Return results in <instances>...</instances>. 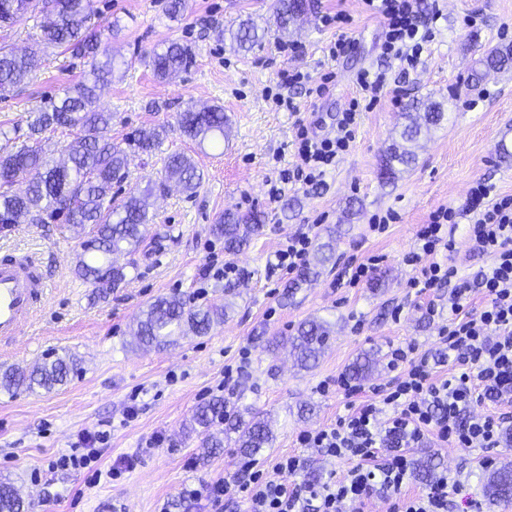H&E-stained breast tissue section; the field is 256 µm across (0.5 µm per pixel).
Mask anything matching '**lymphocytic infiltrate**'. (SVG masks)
Instances as JSON below:
<instances>
[{
    "label": "lymphocytic infiltrate",
    "instance_id": "1",
    "mask_svg": "<svg viewBox=\"0 0 512 512\" xmlns=\"http://www.w3.org/2000/svg\"><path fill=\"white\" fill-rule=\"evenodd\" d=\"M363 3L366 11L384 20L383 56L399 61L405 69L417 66L434 38L420 17L421 0ZM386 81L385 71H358V100L343 112L334 134L301 131L300 162L293 171L282 173V182L299 181L311 187L322 184L328 167L355 140L361 99L377 102ZM466 210L473 216L469 229L473 250L491 259L476 279L461 277L456 266L422 261L423 255L433 254L439 247H452L448 226L456 213L450 208L430 214L427 224L416 233L419 250L406 257L417 270L412 286L425 292L441 287L448 290V323L439 332L451 364L447 378L434 379L428 355L418 353L415 346L390 349L389 363L398 371L392 386L373 387L371 399L349 405L347 414L335 424L300 432L297 437L302 447L318 449L324 456L354 460L345 479L287 485L268 478L257 461L247 458L232 478L208 483L200 490L189 489L188 497L203 496L215 506L238 497L246 512H346L347 504L364 503L380 489L392 501L391 512H448L452 497L461 491L459 481L448 475H441L423 494H403L402 487L413 472L405 447L428 433L464 450L497 447L500 420L472 414L471 408L481 400L512 397V195H494L492 185L478 181L469 190ZM477 288L484 303L474 310L470 303ZM109 437L105 430L80 431L69 452L58 458L57 468L89 467L97 462ZM392 439L399 442V449H389Z\"/></svg>",
    "mask_w": 512,
    "mask_h": 512
}]
</instances>
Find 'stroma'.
Wrapping results in <instances>:
<instances>
[{"mask_svg":"<svg viewBox=\"0 0 512 512\" xmlns=\"http://www.w3.org/2000/svg\"><path fill=\"white\" fill-rule=\"evenodd\" d=\"M425 2L439 14L433 41L416 70L406 73L395 66L389 73L402 102L429 97L448 110L440 128L422 135L416 163L394 181L380 176L385 151L402 124L401 109L391 101L393 89H387L373 109L361 113L351 150L321 187L287 183L273 200L272 182L296 162L299 125L329 133L354 95L357 71L381 65L379 19L365 13L361 0H313L308 18L284 37L272 27L273 0H186L175 18L168 14L169 0H93L106 28L103 45L116 59L150 54L171 40L195 50L192 66L176 78L159 79L149 66L138 64L116 72L102 88L98 106L114 116V142L124 146L141 129L168 127L159 151L131 155L123 191L160 180L164 160L174 152L190 157L202 180L195 194L173 185L154 198L153 219L134 268L120 288L104 296L73 273L91 230L78 233L60 221L0 229V252H38L40 271L53 284L33 326L13 345L0 346V369L65 353L80 361L78 372L52 390L14 396L0 390V478L14 483L31 502V512H160L164 506L169 512H213L206 499L186 500L182 492L233 476L242 459L230 442L209 463L196 458L200 435L193 414L219 394L232 413L270 421L274 444L259 459L271 479L288 484L341 480L352 461L330 460L300 447L297 436L332 425L346 413L349 399L332 383L348 376L358 354L370 350L377 359L361 383L365 389L391 380L387 353L409 342L434 358L437 376L447 375L439 330L448 322V291L416 296L410 284L415 271L404 258L417 248L420 224L444 206L458 212L451 227L455 247L436 253V261L454 264L468 277L491 264L470 250L471 216L464 207L469 188L481 178L496 194H512V167L494 154L499 130L512 126V65L492 70L483 62L489 49L512 47V0ZM339 10L350 16L346 32L355 43L346 56L332 60L325 48L338 32L320 18ZM246 17L267 26V34L251 52H232L217 32ZM292 43L299 44L298 55H289ZM91 63L90 56L63 47L38 53L27 86L0 97V124L10 132L0 139V153L26 143L29 113L83 80ZM290 66L315 76L334 72L336 84L318 98L296 93L298 111L276 107L283 91L279 75ZM191 104L223 107L228 118L223 141L200 144L180 133L176 115ZM227 210L265 216L261 232L234 255L210 233ZM376 215L390 218L380 233L369 229ZM336 226L342 232L334 262L285 298L292 276L270 266L282 241L307 230L317 242ZM372 256L379 259L374 274L382 278L381 287L367 281L353 287L341 280L344 267ZM225 262L238 267L237 276L205 280L209 265ZM166 295L196 306L225 303L229 309L223 324L208 335H190L164 349L135 346L132 325L149 303ZM396 306L402 309L397 321L391 317ZM311 318L329 323L331 339L316 366L306 370L274 343ZM244 351L250 359L242 377L232 389L219 391L225 366L237 363ZM133 400L140 410L130 419L126 410ZM98 424L110 439L95 481L82 472L50 469L80 430ZM155 437L161 444L153 448L149 442ZM289 453L307 461L294 476L276 467ZM408 453L416 460L434 457L436 472L463 482V497L482 499L486 460L512 461V443L463 451L430 436ZM131 455L139 458L136 468L113 476L112 466Z\"/></svg>","mask_w":512,"mask_h":512,"instance_id":"35a3bbf8","label":"stroma"}]
</instances>
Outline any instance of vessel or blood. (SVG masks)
<instances>
[{
    "label": "vessel or blood",
    "instance_id": "vessel-or-blood-1",
    "mask_svg": "<svg viewBox=\"0 0 512 512\" xmlns=\"http://www.w3.org/2000/svg\"><path fill=\"white\" fill-rule=\"evenodd\" d=\"M47 287L31 255L0 257V340L17 336L37 316Z\"/></svg>",
    "mask_w": 512,
    "mask_h": 512
}]
</instances>
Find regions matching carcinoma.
I'll use <instances>...</instances> for the list:
<instances>
[{
	"label": "carcinoma",
	"instance_id": "cac0c4a2",
	"mask_svg": "<svg viewBox=\"0 0 512 512\" xmlns=\"http://www.w3.org/2000/svg\"><path fill=\"white\" fill-rule=\"evenodd\" d=\"M21 9L12 14L0 11V23L12 25L19 18L35 12L44 13L48 21L43 25L37 46H64L79 55L97 57L102 31L95 22L98 12L92 0H20ZM311 11L308 0H275L274 24L281 34L301 16ZM265 34L250 18L237 27L224 28V40L230 48L248 52L259 44ZM105 60L94 61L84 80L67 88L63 95L49 99L45 105L27 117L28 139L15 152L0 155V224H16L22 216H29L38 224L64 217L72 227L92 226L93 237L82 243V250L74 268L75 275L90 282L102 292L118 288L126 281L127 266L118 265L112 256H130L143 243L145 226L150 223L149 199L163 195L174 181L187 192H194L201 176L190 157L171 153L165 160L164 179L150 183L142 191H132L118 200L112 195L114 185L122 183L128 175L129 153L112 142V113L96 109L97 91L112 80L114 60L104 54ZM194 58L191 46L171 41L161 51H154L146 59L155 76L170 78L188 68ZM512 61V51L492 49L485 56L489 68L501 69ZM30 60L17 54L6 44H0V94L5 96L29 79ZM404 113L407 123L399 138L390 145L383 160L381 176L387 181L395 179L397 166L410 167L415 163V148L422 133L438 127L444 119L443 104L430 99H414ZM177 123L187 138L198 143L224 137L228 124L224 109L209 106L197 109L186 107L179 113ZM67 129L74 138L66 148L65 166L51 165L41 146V136L48 131ZM167 136L164 125L139 132L129 144L143 153L160 149ZM32 170L40 177L28 183L26 190L15 193L10 184ZM263 227V215L257 211L246 213L226 211L218 223L210 226V233L224 240L225 251L235 254L247 245L252 235ZM331 230L328 240L318 245L313 265L300 269L292 288L296 289L318 274V269L329 262L335 251ZM228 305L191 306L175 295L162 296L147 305L133 339L142 345L164 347L184 335H206L215 326L224 323ZM330 328L321 319L299 324L296 334L289 337L291 352L297 363L310 369L316 365L329 345ZM376 364L365 353L351 364L350 376L361 379ZM77 364L70 358L57 356L29 368L12 367L0 372V390L11 395L51 390L63 385ZM194 421L203 428L198 458L205 463L217 455L224 439L210 432L215 425L227 423L222 433L236 434L234 445L245 455H258L269 447L273 433L267 421L252 417L245 420L224 415V399L216 398L198 407ZM483 492L490 504L512 499V463L505 462L484 477ZM29 504L8 481L0 480V512H28Z\"/></svg>",
	"mask_w": 512,
	"mask_h": 512
}]
</instances>
